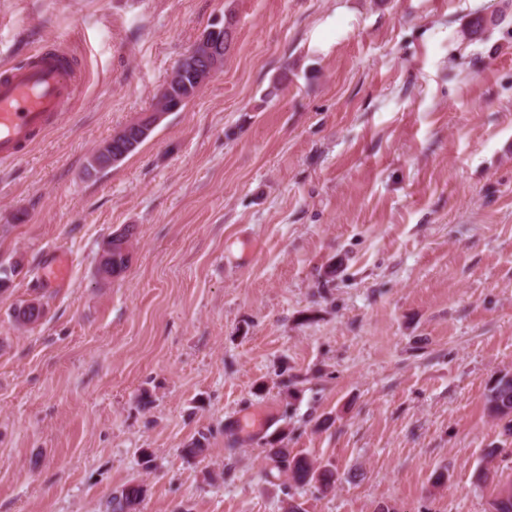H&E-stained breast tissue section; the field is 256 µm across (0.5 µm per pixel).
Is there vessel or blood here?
<instances>
[{
  "instance_id": "b4317fda",
  "label": "vessel or blood",
  "mask_w": 512,
  "mask_h": 512,
  "mask_svg": "<svg viewBox=\"0 0 512 512\" xmlns=\"http://www.w3.org/2000/svg\"><path fill=\"white\" fill-rule=\"evenodd\" d=\"M77 87L74 63L59 50L0 67V163L22 158L67 111Z\"/></svg>"
}]
</instances>
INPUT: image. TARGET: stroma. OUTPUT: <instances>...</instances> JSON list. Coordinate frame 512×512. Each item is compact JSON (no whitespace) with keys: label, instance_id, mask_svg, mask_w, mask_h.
Here are the masks:
<instances>
[{"label":"stroma","instance_id":"obj_1","mask_svg":"<svg viewBox=\"0 0 512 512\" xmlns=\"http://www.w3.org/2000/svg\"><path fill=\"white\" fill-rule=\"evenodd\" d=\"M228 12L223 68L88 175ZM57 42L71 110L0 164V261L24 260L0 293V512H106L132 480L140 512H287L263 436L228 431L251 407L334 472L304 512H489L478 471L512 479L485 406L512 373V0H0V64ZM124 230V234L120 235ZM119 232H116L115 239H112V260L110 262V267L104 273L110 277L120 276L128 267L130 257H131V248H132V237L133 231L130 227H127ZM114 235V236H115Z\"/></svg>","mask_w":512,"mask_h":512}]
</instances>
